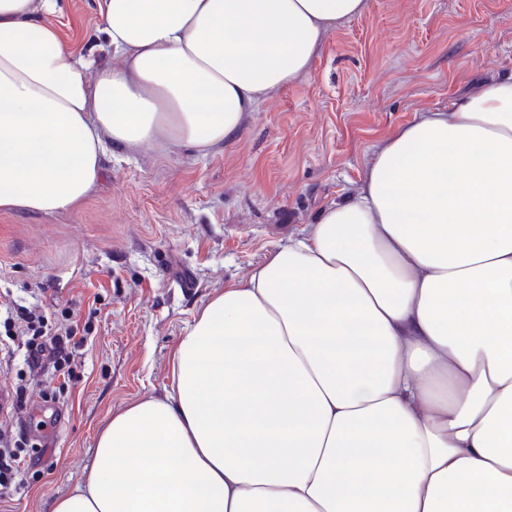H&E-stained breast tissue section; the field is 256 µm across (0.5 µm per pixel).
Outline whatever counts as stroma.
<instances>
[{"label":"stroma","instance_id":"stroma-1","mask_svg":"<svg viewBox=\"0 0 512 512\" xmlns=\"http://www.w3.org/2000/svg\"><path fill=\"white\" fill-rule=\"evenodd\" d=\"M52 21L83 44L101 25L98 0H59ZM511 73L512 0H368L231 144L115 148L77 210L0 211V319L20 305L72 307L91 326L67 395L45 420L13 418L14 431L46 436L0 512H49L113 412L169 391L171 354L195 313L354 193L381 140Z\"/></svg>","mask_w":512,"mask_h":512}]
</instances>
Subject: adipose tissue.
Wrapping results in <instances>:
<instances>
[{"label": "adipose tissue", "instance_id": "ef3b65f1", "mask_svg": "<svg viewBox=\"0 0 512 512\" xmlns=\"http://www.w3.org/2000/svg\"><path fill=\"white\" fill-rule=\"evenodd\" d=\"M366 7L101 0L107 67L58 0H0V211L76 209L112 146H225ZM51 512H512V74L197 311Z\"/></svg>", "mask_w": 512, "mask_h": 512}]
</instances>
